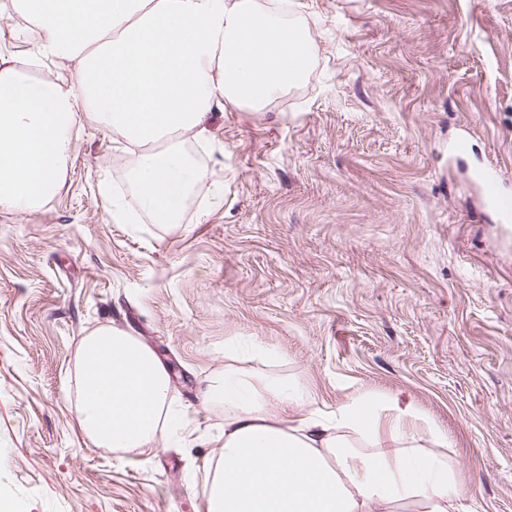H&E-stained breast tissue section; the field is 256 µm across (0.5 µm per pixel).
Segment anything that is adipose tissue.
Wrapping results in <instances>:
<instances>
[{"instance_id": "obj_1", "label": "adipose tissue", "mask_w": 512, "mask_h": 512, "mask_svg": "<svg viewBox=\"0 0 512 512\" xmlns=\"http://www.w3.org/2000/svg\"><path fill=\"white\" fill-rule=\"evenodd\" d=\"M0 11L26 17L37 48L25 66L0 55V208L17 213L56 194L86 117L122 139L151 223H175L200 174L173 137L204 136L206 116L229 106L266 111L311 74L307 23L259 0H0ZM43 60L72 65L70 85L36 78ZM238 347L225 344L224 374L204 390L228 412L209 512H472L432 450L448 441L436 423L423 421L428 445L409 444L419 413L372 393L321 414L290 379L237 365ZM80 356L85 433L103 448L153 447L169 390L158 357L114 328L84 337Z\"/></svg>"}]
</instances>
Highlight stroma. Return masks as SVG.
Segmentation results:
<instances>
[{
    "mask_svg": "<svg viewBox=\"0 0 512 512\" xmlns=\"http://www.w3.org/2000/svg\"><path fill=\"white\" fill-rule=\"evenodd\" d=\"M314 74L267 111L209 113L179 223L135 208L125 152L84 123L57 193L0 210V502L15 512H209L224 343L277 351L323 413L414 407L473 512H512V231L475 169L512 188V0H283ZM469 143L456 156V140ZM110 326L172 368L154 448L83 431L79 348Z\"/></svg>",
    "mask_w": 512,
    "mask_h": 512,
    "instance_id": "obj_1",
    "label": "stroma"
}]
</instances>
